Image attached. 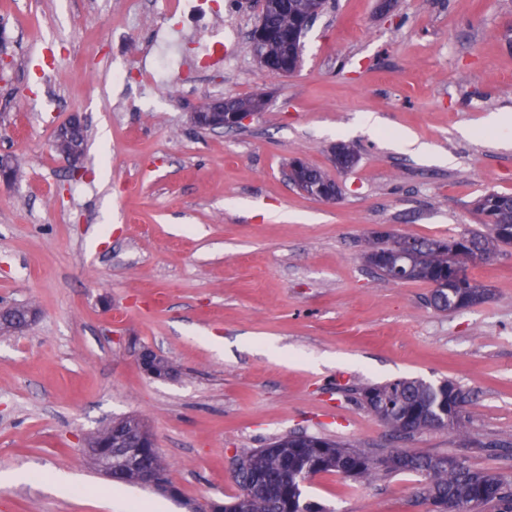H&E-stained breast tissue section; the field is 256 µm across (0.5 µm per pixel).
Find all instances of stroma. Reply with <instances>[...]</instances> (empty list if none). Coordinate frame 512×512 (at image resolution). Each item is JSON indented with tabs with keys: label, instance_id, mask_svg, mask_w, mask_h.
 I'll return each mask as SVG.
<instances>
[{
	"label": "stroma",
	"instance_id": "stroma-1",
	"mask_svg": "<svg viewBox=\"0 0 512 512\" xmlns=\"http://www.w3.org/2000/svg\"><path fill=\"white\" fill-rule=\"evenodd\" d=\"M214 23L243 48L196 90L129 93L115 111L113 67L155 50L151 25L128 29V0H0V156L18 174L0 187V302L31 306L23 332L0 335V512H107L116 486L83 444L113 418L138 416L183 497L120 485L164 512L238 492L232 460L306 433L371 455L455 454L512 476V247L469 263L485 302L454 314L431 287L375 277L373 233L446 238L479 227L474 201L512 193V0H329L284 76L246 42L259 9L223 0ZM262 93L264 111L213 132L191 112L217 97ZM25 99V111L13 104ZM85 120L87 178L71 180L52 147L71 113ZM378 128L363 126L365 115ZM408 132L433 158L397 150ZM356 163L334 165L337 144ZM341 192L327 204L293 188V159ZM222 337L221 349L205 342ZM173 367L148 376L135 352ZM401 378L450 380L467 393L458 425L406 440L355 401ZM63 471L60 496L40 474ZM407 473H321L304 493L325 512H428Z\"/></svg>",
	"mask_w": 512,
	"mask_h": 512
}]
</instances>
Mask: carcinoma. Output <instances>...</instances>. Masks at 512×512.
<instances>
[{
  "label": "carcinoma",
  "instance_id": "cac0c4a2",
  "mask_svg": "<svg viewBox=\"0 0 512 512\" xmlns=\"http://www.w3.org/2000/svg\"><path fill=\"white\" fill-rule=\"evenodd\" d=\"M305 10L306 0H280L278 9L267 16V25L277 35L292 28ZM474 207L482 217V228L465 233L471 244L468 251L460 252L454 237L417 238L414 252L404 256L392 250L378 255V246L374 244L366 255L372 273L387 280L396 266L404 265L410 268L412 281L445 282L448 292L444 300L429 298V304L438 311L454 313L484 302L485 288L468 276L465 263L482 258L485 245L493 240V226L512 227V194L485 193L475 200ZM27 318L25 309L15 310L14 321L5 325L0 334L23 332ZM356 394V401L398 436L404 435L408 428L421 432L452 427L461 417L458 409L449 421L440 419L436 411L437 385L419 378L365 386ZM123 435L137 442L144 452L136 462L116 461L113 468L119 482L138 485L145 469H153L162 477L169 476L160 457L152 456L147 448L151 435L135 416L112 421V427L99 430L91 443L104 446L109 438ZM326 472L355 479L377 472L416 473L422 477L423 498L435 507L452 502L464 512H478L480 507L491 504L499 512H512V480L500 473L473 470L456 456L407 450L372 456L308 434L287 435L265 448L246 452L236 475L240 493L229 502H216L217 512H235L238 507L244 512H323L317 503L305 499L301 478Z\"/></svg>",
  "mask_w": 512,
  "mask_h": 512
}]
</instances>
